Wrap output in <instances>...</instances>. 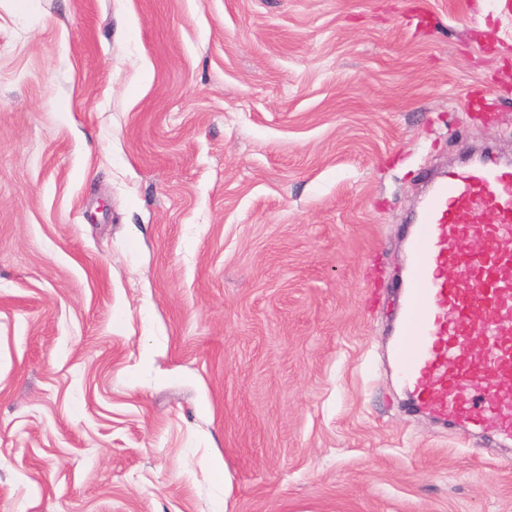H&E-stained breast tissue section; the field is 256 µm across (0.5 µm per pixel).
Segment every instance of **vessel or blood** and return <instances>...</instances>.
<instances>
[{"mask_svg":"<svg viewBox=\"0 0 512 512\" xmlns=\"http://www.w3.org/2000/svg\"><path fill=\"white\" fill-rule=\"evenodd\" d=\"M394 362L430 416L512 441V163L464 161L409 227Z\"/></svg>","mask_w":512,"mask_h":512,"instance_id":"vessel-or-blood-1","label":"vessel or blood"}]
</instances>
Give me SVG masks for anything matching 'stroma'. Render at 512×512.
I'll use <instances>...</instances> for the list:
<instances>
[{
	"label": "stroma",
	"instance_id": "35a3bbf8",
	"mask_svg": "<svg viewBox=\"0 0 512 512\" xmlns=\"http://www.w3.org/2000/svg\"><path fill=\"white\" fill-rule=\"evenodd\" d=\"M473 149L496 0H0V512H512L389 358Z\"/></svg>",
	"mask_w": 512,
	"mask_h": 512
}]
</instances>
